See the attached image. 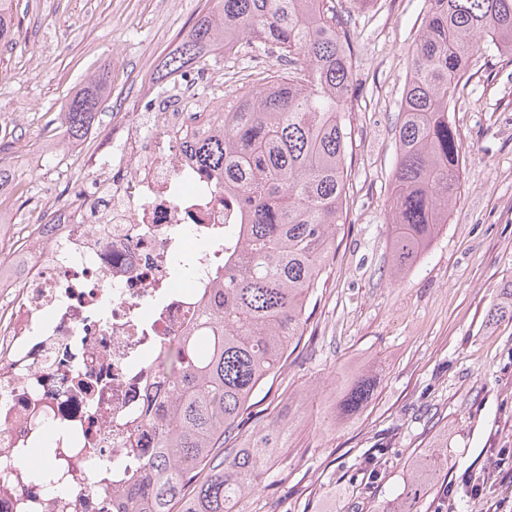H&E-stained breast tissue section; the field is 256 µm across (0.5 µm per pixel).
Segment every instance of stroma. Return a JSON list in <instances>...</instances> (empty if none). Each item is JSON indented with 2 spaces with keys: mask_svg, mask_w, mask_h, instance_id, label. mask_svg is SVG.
Masks as SVG:
<instances>
[{
  "mask_svg": "<svg viewBox=\"0 0 512 512\" xmlns=\"http://www.w3.org/2000/svg\"><path fill=\"white\" fill-rule=\"evenodd\" d=\"M349 34L355 98L348 216L283 372L259 389L239 434L283 405L288 446L239 512H382L416 458L440 437L448 464L418 512H483L448 498L449 482L512 459V320L486 325L512 279V56L472 58L451 114L464 146L448 222L412 270L392 280L387 204L401 98L426 0H333ZM205 0H6L0 42V164L33 197L74 201L91 189L112 117L133 111ZM110 74L93 133L69 143L59 123L74 89ZM365 376L362 411L332 421L349 379Z\"/></svg>",
  "mask_w": 512,
  "mask_h": 512,
  "instance_id": "obj_1",
  "label": "stroma"
}]
</instances>
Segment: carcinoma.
I'll use <instances>...</instances> for the list:
<instances>
[{
    "label": "carcinoma",
    "mask_w": 512,
    "mask_h": 512,
    "mask_svg": "<svg viewBox=\"0 0 512 512\" xmlns=\"http://www.w3.org/2000/svg\"><path fill=\"white\" fill-rule=\"evenodd\" d=\"M348 34L333 0H216L166 57L163 77L203 72L226 46L280 61L224 107V130L186 143L196 163L224 173L239 229L224 252V277L198 316L196 333L163 352L170 396L150 425L154 448L130 461L139 478L112 512H235L288 441L276 416L244 448L225 446L255 391L283 368L303 336L306 306L346 220L345 113L353 82ZM493 45L512 54V0H429L401 103L388 204L393 281L409 271L460 188L463 146L450 112L471 58ZM107 72L78 85L61 123L87 138L104 101ZM512 319V280L487 323ZM364 380L351 382L336 417L364 408ZM448 463V437L415 460L401 494L383 512H413Z\"/></svg>",
    "instance_id": "cac0c4a2"
}]
</instances>
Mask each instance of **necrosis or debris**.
Masks as SVG:
<instances>
[{
  "mask_svg": "<svg viewBox=\"0 0 512 512\" xmlns=\"http://www.w3.org/2000/svg\"><path fill=\"white\" fill-rule=\"evenodd\" d=\"M224 124L191 74L112 127L73 205L0 225V512H108L168 392L154 353L192 329L232 226L222 173L182 150Z\"/></svg>",
  "mask_w": 512,
  "mask_h": 512,
  "instance_id": "necrosis-or-debris-1",
  "label": "necrosis or debris"
}]
</instances>
